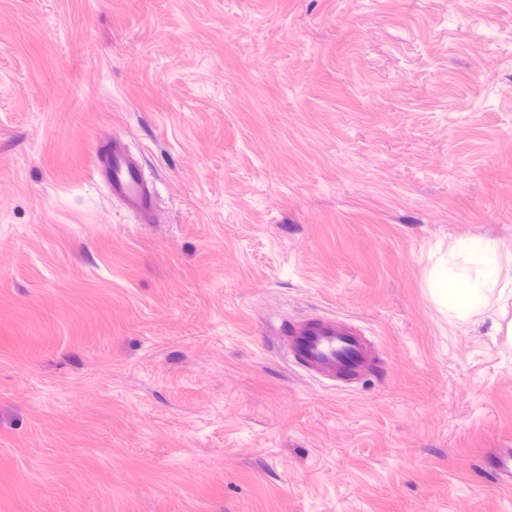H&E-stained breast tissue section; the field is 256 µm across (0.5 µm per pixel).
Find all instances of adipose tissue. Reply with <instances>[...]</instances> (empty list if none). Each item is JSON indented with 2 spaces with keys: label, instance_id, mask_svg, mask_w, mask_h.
<instances>
[{
  "label": "adipose tissue",
  "instance_id": "adipose-tissue-1",
  "mask_svg": "<svg viewBox=\"0 0 512 512\" xmlns=\"http://www.w3.org/2000/svg\"><path fill=\"white\" fill-rule=\"evenodd\" d=\"M500 273L498 248L467 245L449 254L441 280L448 290L449 310L467 318L480 306L485 290L498 285Z\"/></svg>",
  "mask_w": 512,
  "mask_h": 512
}]
</instances>
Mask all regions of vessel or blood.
I'll return each mask as SVG.
<instances>
[{"label": "vessel or blood", "mask_w": 512, "mask_h": 512, "mask_svg": "<svg viewBox=\"0 0 512 512\" xmlns=\"http://www.w3.org/2000/svg\"><path fill=\"white\" fill-rule=\"evenodd\" d=\"M94 166L122 205L149 216L153 192L140 176V161L124 141L112 138L108 146H94ZM284 346L294 361L327 380H348L369 369L375 357L363 342L335 319L304 320L281 328ZM479 465L501 487L512 488V448H485Z\"/></svg>", "instance_id": "b4317fda"}]
</instances>
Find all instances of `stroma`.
<instances>
[{
	"mask_svg": "<svg viewBox=\"0 0 512 512\" xmlns=\"http://www.w3.org/2000/svg\"><path fill=\"white\" fill-rule=\"evenodd\" d=\"M462 239L512 277V0H0V512H512V299L428 286ZM320 317L378 371L292 364ZM94 166L122 205L139 215L149 216L153 209V192L140 176V161L124 141L112 137L107 148L98 142L94 148ZM482 448L479 465L501 487L512 488V448Z\"/></svg>",
	"mask_w": 512,
	"mask_h": 512,
	"instance_id": "35a3bbf8",
	"label": "stroma"
}]
</instances>
